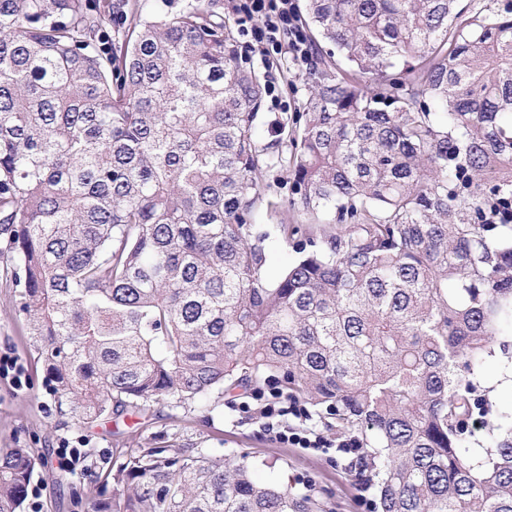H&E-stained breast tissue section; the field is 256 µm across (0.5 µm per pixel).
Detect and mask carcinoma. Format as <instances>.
Segmentation results:
<instances>
[{
  "mask_svg": "<svg viewBox=\"0 0 512 512\" xmlns=\"http://www.w3.org/2000/svg\"><path fill=\"white\" fill-rule=\"evenodd\" d=\"M305 14L333 50L288 151L281 115L257 143L265 76L239 61L222 0H0L16 316L80 423L274 380L362 440L374 512H512V422L461 451L477 370L512 336V0ZM264 201L327 217L274 279ZM34 468L0 448V512H20ZM89 506L327 512L244 457L164 448L127 453Z\"/></svg>",
  "mask_w": 512,
  "mask_h": 512,
  "instance_id": "carcinoma-1",
  "label": "carcinoma"
}]
</instances>
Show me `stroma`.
<instances>
[{
    "instance_id": "1",
    "label": "stroma",
    "mask_w": 512,
    "mask_h": 512,
    "mask_svg": "<svg viewBox=\"0 0 512 512\" xmlns=\"http://www.w3.org/2000/svg\"><path fill=\"white\" fill-rule=\"evenodd\" d=\"M261 73L276 72L289 129L309 95V65L291 56H253ZM12 289L0 287V354L17 357L27 385L16 389L0 376V448L30 449L40 464L32 479L42 490L43 512H88L86 494L99 473L135 448H201L208 456L244 455L259 478L303 487L311 485L333 512H370L373 492L358 480L354 466L336 450L290 448L267 434L251 414L230 398H211L187 407L151 405L139 411L108 414L83 424L63 416L46 384L45 373L21 320L11 312ZM81 448L76 470L64 473L50 464L56 448Z\"/></svg>"
}]
</instances>
